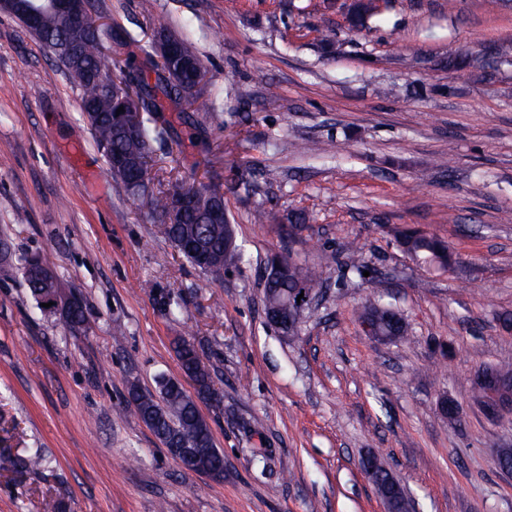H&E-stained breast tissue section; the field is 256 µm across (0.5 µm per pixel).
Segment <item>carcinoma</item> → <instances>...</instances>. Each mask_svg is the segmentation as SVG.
<instances>
[{
    "mask_svg": "<svg viewBox=\"0 0 512 512\" xmlns=\"http://www.w3.org/2000/svg\"><path fill=\"white\" fill-rule=\"evenodd\" d=\"M112 28L95 26V20L89 19L88 28L79 33L81 45L80 64L75 68L65 70V74L75 85L80 94L81 109L88 105L95 106V117L91 121L95 142L102 151L109 172L124 183L127 191L139 198L148 200L151 210L152 223L158 225L159 232L173 245L184 240H191L201 245L210 254L211 267L201 268L197 257L191 253L179 250V253L194 267L202 272L221 277L229 266L241 260V254L234 252L230 257H224L227 236L235 234L234 225L208 223V210L216 187L196 182H183L175 190L192 191L197 196L196 209L180 219L165 220L169 207L170 195L155 196L148 186V159L150 143L166 133L167 122L159 116L164 111L163 105L157 101L153 88L145 82L144 77L137 76L138 82L128 79L120 80L126 88L135 92L142 103L146 117L141 130L129 137L112 125L111 98L103 90L102 82L114 83L113 73L130 67L129 60L120 61L112 57ZM74 35L60 26L55 16L45 15L40 34V42L45 47H55ZM139 49L144 54L145 67L156 75V87L171 102L183 106V110H195L200 91H195L188 97L181 95L174 84L178 78L177 69L170 60L158 61L151 51V45H141ZM122 158L131 170L141 173L143 183L134 186L127 183L124 171L117 168L114 161ZM399 245L409 254L440 268H446L453 262V254L449 251L447 242L426 235L423 232L404 228L396 231ZM22 277L31 296L39 304L43 303L45 287L37 276L27 273V266H22ZM301 286L316 289L319 280L316 272L307 264L295 261L288 266V279L275 281L274 287L281 289L277 297L286 295V291ZM175 353L180 362L185 377L196 379L203 383L212 381L211 371L203 362L201 356L193 354V342L180 336L175 339ZM136 401L139 418L152 422L149 429L163 445H177L182 440L200 439L201 443L208 442L206 423L199 415L192 402V396L172 378H161L157 382V391H143L136 386L130 388ZM43 456L34 452L26 457L0 455V467L5 470H31L42 465Z\"/></svg>",
    "mask_w": 512,
    "mask_h": 512,
    "instance_id": "cac0c4a2",
    "label": "carcinoma"
}]
</instances>
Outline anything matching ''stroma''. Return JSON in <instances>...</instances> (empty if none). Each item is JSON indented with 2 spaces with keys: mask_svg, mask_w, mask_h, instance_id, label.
I'll return each instance as SVG.
<instances>
[{
  "mask_svg": "<svg viewBox=\"0 0 512 512\" xmlns=\"http://www.w3.org/2000/svg\"><path fill=\"white\" fill-rule=\"evenodd\" d=\"M93 3L116 31L194 40L219 106L168 107L150 173L162 192L222 185L244 260L215 278L158 233L57 59L0 12V451L44 457L0 471V512H386L370 452L417 512H512L494 462L512 412L487 413L474 386L512 362V0H389L361 26L350 0ZM294 211L306 221L285 229ZM402 227L445 240L453 266L406 254ZM284 249L324 281L295 336L264 316L266 261ZM35 255L79 294L85 329L38 308L21 274ZM377 298L406 339L366 334ZM178 336L222 396L199 405L220 482L184 473L127 402L130 384L181 377Z\"/></svg>",
  "mask_w": 512,
  "mask_h": 512,
  "instance_id": "35a3bbf8",
  "label": "stroma"
}]
</instances>
